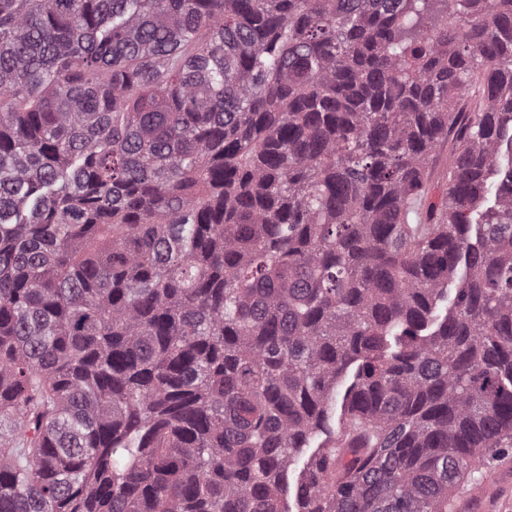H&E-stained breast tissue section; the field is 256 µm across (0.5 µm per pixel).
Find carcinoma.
Instances as JSON below:
<instances>
[{
	"label": "carcinoma",
	"mask_w": 512,
	"mask_h": 512,
	"mask_svg": "<svg viewBox=\"0 0 512 512\" xmlns=\"http://www.w3.org/2000/svg\"><path fill=\"white\" fill-rule=\"evenodd\" d=\"M511 456L512 0H0V512Z\"/></svg>",
	"instance_id": "1"
}]
</instances>
